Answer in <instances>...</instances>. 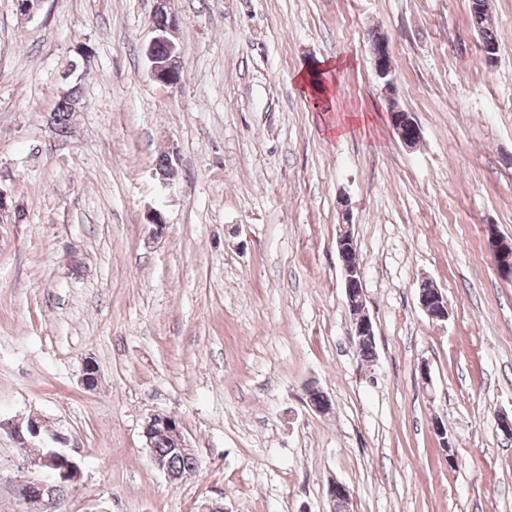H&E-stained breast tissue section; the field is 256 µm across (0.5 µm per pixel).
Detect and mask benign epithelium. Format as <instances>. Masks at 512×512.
Masks as SVG:
<instances>
[{
    "mask_svg": "<svg viewBox=\"0 0 512 512\" xmlns=\"http://www.w3.org/2000/svg\"><path fill=\"white\" fill-rule=\"evenodd\" d=\"M168 0H155L152 12L153 37L147 46V58L150 62L151 77L165 87L174 88L181 83L183 71L180 53L175 42L177 19L167 9ZM389 121L399 141L407 148H415L421 142L419 127L411 115L403 111L395 101L389 104ZM345 219L339 225L336 239L339 266L345 283L346 307L353 316L351 336L355 344L375 337L374 326L365 314V288L360 267L351 261L355 250L354 234L352 233L349 212H344ZM488 244L498 266L506 273L512 272V243L508 242L499 232L489 229ZM418 300L425 315L433 322L448 320V304L443 293L437 288H421ZM319 388L310 384L306 387V404L319 413L330 411V403L315 398ZM159 425L169 437L174 450L183 454H193L192 445L185 434L182 422L164 413H152L145 423L143 436L154 466L171 482L183 481L191 474L170 467L168 462L154 448L151 428ZM16 440L23 447H28L29 440L37 439L42 443L40 454L33 460V466L41 476H24L16 480V495L29 504H38L46 512H54L58 508V492L69 486L80 477V468L76 460L66 453L61 445L65 438L58 432L47 429L35 419L28 422L26 429L19 427L13 430ZM326 496L331 504L338 501L348 502L351 489L348 485L330 480L326 487Z\"/></svg>",
    "mask_w": 512,
    "mask_h": 512,
    "instance_id": "obj_1",
    "label": "benign epithelium"
}]
</instances>
